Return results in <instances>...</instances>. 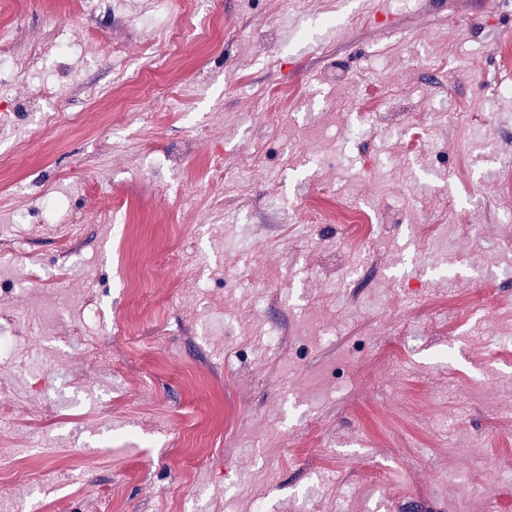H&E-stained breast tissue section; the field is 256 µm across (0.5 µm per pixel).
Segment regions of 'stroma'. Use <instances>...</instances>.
<instances>
[{"label": "stroma", "mask_w": 512, "mask_h": 512, "mask_svg": "<svg viewBox=\"0 0 512 512\" xmlns=\"http://www.w3.org/2000/svg\"><path fill=\"white\" fill-rule=\"evenodd\" d=\"M360 2L0 0V512H512V0ZM299 213L305 224H348L346 214L341 210L321 212L307 200L301 204Z\"/></svg>", "instance_id": "stroma-1"}]
</instances>
